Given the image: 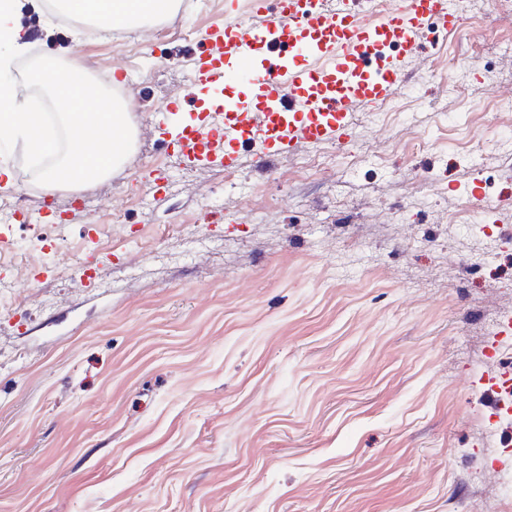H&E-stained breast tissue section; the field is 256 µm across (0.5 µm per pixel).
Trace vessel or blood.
Segmentation results:
<instances>
[{
	"label": "vessel or blood",
	"instance_id": "obj_1",
	"mask_svg": "<svg viewBox=\"0 0 512 512\" xmlns=\"http://www.w3.org/2000/svg\"><path fill=\"white\" fill-rule=\"evenodd\" d=\"M253 11L257 24L229 11L209 27L189 88L242 80L267 107L225 114L223 125L206 131L184 127L179 146L189 162L236 168L239 155L225 153L224 143L260 136V165L300 137L342 140L354 105L375 109L405 85L407 64L421 54L422 30L453 32L461 22L452 0H400L381 15L355 12L351 0H254Z\"/></svg>",
	"mask_w": 512,
	"mask_h": 512
}]
</instances>
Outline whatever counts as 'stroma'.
I'll list each match as a JSON object with an SVG mask.
<instances>
[{
	"label": "stroma",
	"mask_w": 512,
	"mask_h": 512,
	"mask_svg": "<svg viewBox=\"0 0 512 512\" xmlns=\"http://www.w3.org/2000/svg\"><path fill=\"white\" fill-rule=\"evenodd\" d=\"M231 2L250 16L252 0H194L177 30L149 22L120 46L47 27L48 0L22 11L33 49L90 59L148 110L112 177L53 192L23 265L15 214L40 198L22 146L0 157V280L24 302L0 304V512H495L508 361L483 323L512 311V200L485 211L504 235L492 272L456 215L484 180L512 191L485 110L512 96V50L472 66L458 34L425 33L406 90L352 112L343 142L191 166L154 112L178 126L254 96L185 101ZM336 150L350 173H298Z\"/></svg>",
	"instance_id": "35a3bbf8"
}]
</instances>
